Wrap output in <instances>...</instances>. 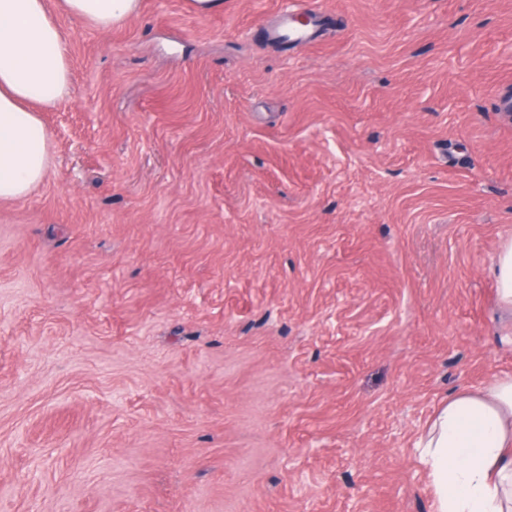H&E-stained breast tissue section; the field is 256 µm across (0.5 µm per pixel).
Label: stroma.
Segmentation results:
<instances>
[{"mask_svg":"<svg viewBox=\"0 0 512 512\" xmlns=\"http://www.w3.org/2000/svg\"><path fill=\"white\" fill-rule=\"evenodd\" d=\"M54 19L52 165L0 201V512H435L417 439L512 375V0ZM491 273L497 286V293L502 303L512 306V241L501 246Z\"/></svg>","mask_w":512,"mask_h":512,"instance_id":"stroma-1","label":"stroma"}]
</instances>
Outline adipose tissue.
Segmentation results:
<instances>
[{
	"label": "adipose tissue",
	"instance_id": "adipose-tissue-1",
	"mask_svg": "<svg viewBox=\"0 0 512 512\" xmlns=\"http://www.w3.org/2000/svg\"><path fill=\"white\" fill-rule=\"evenodd\" d=\"M57 8L107 31L140 0H0V201L29 196L51 166L39 114L71 90ZM419 446L435 512H512V376L450 396Z\"/></svg>",
	"mask_w": 512,
	"mask_h": 512
}]
</instances>
